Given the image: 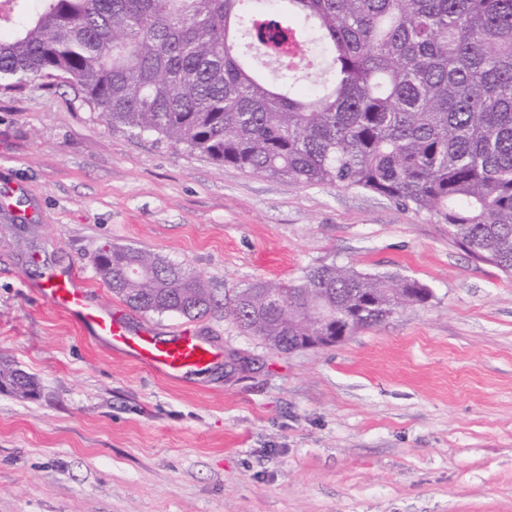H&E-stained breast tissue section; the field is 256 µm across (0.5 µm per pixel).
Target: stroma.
Returning a JSON list of instances; mask_svg holds the SVG:
<instances>
[{"mask_svg": "<svg viewBox=\"0 0 512 512\" xmlns=\"http://www.w3.org/2000/svg\"><path fill=\"white\" fill-rule=\"evenodd\" d=\"M151 250L217 299L343 264L432 292L325 348L271 351L223 311L127 308L92 258ZM77 271L134 329L213 345L166 378L46 306ZM0 512H512V276L378 194L302 186L107 127L65 82L0 90ZM5 389L20 398H32L37 394V385L31 376L0 360V390Z\"/></svg>", "mask_w": 512, "mask_h": 512, "instance_id": "stroma-1", "label": "stroma"}]
</instances>
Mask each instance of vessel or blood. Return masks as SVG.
<instances>
[{
	"instance_id": "b4317fda",
	"label": "vessel or blood",
	"mask_w": 512,
	"mask_h": 512,
	"mask_svg": "<svg viewBox=\"0 0 512 512\" xmlns=\"http://www.w3.org/2000/svg\"><path fill=\"white\" fill-rule=\"evenodd\" d=\"M39 292L46 305L77 318L82 329L96 339L165 376L204 371L216 357L212 346L189 334L162 339L146 329H129L94 302L88 284L77 272L48 276Z\"/></svg>"
}]
</instances>
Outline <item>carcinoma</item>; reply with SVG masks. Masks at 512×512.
I'll list each match as a JSON object with an SVG mask.
<instances>
[{
	"mask_svg": "<svg viewBox=\"0 0 512 512\" xmlns=\"http://www.w3.org/2000/svg\"><path fill=\"white\" fill-rule=\"evenodd\" d=\"M60 77L109 126L269 178L377 193L512 274V0H0V88ZM93 264L136 311L219 307L201 275L150 250L112 245ZM367 291L377 304L351 336L431 298L399 273L333 263L255 283L225 312L286 354L314 323L281 315L334 316ZM1 389L37 394L6 360Z\"/></svg>",
	"mask_w": 512,
	"mask_h": 512,
	"instance_id": "cac0c4a2",
	"label": "carcinoma"
}]
</instances>
